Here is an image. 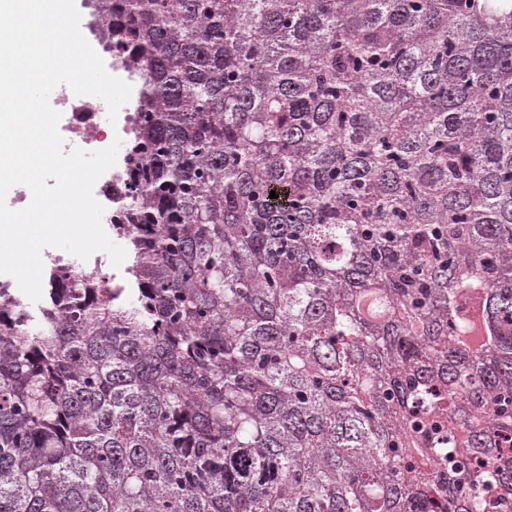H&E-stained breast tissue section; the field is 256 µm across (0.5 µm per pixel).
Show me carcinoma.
<instances>
[{
    "label": "carcinoma",
    "instance_id": "1",
    "mask_svg": "<svg viewBox=\"0 0 512 512\" xmlns=\"http://www.w3.org/2000/svg\"><path fill=\"white\" fill-rule=\"evenodd\" d=\"M98 37L129 263L0 292V512H512V0H111Z\"/></svg>",
    "mask_w": 512,
    "mask_h": 512
}]
</instances>
